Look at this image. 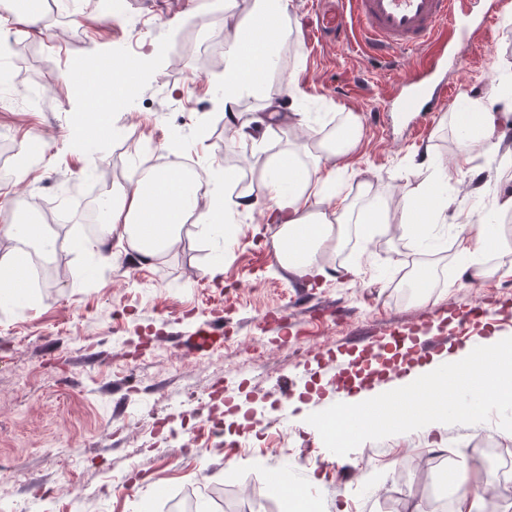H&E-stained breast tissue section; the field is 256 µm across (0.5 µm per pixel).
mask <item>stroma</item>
I'll return each instance as SVG.
<instances>
[{"instance_id": "1", "label": "stroma", "mask_w": 512, "mask_h": 512, "mask_svg": "<svg viewBox=\"0 0 512 512\" xmlns=\"http://www.w3.org/2000/svg\"><path fill=\"white\" fill-rule=\"evenodd\" d=\"M201 2L53 0L44 28H0L15 46L0 52L13 70L0 82V155L25 143L40 158L0 178V225L26 209L56 241L52 254L31 253L24 287L0 304V512H292L297 498L308 512H418L421 502L454 498L442 475L466 458L496 490V512H507L512 434L497 418L366 441L346 456L326 450L306 418L335 404L336 380L322 366L336 354L357 358L356 336L390 353L392 332L409 335L428 310L444 309L433 331L445 336L459 329L452 315L480 301L495 315L472 333L512 337V276L472 287L457 238L458 225L512 193V163L479 153L458 168L452 121L474 103L497 112L501 147L512 150V5L489 19L490 0H471L472 17L487 25L463 66L444 64L439 77L458 95L418 140L394 77L413 73L419 56L398 52L393 70L382 69L356 32L337 38L341 0H290L277 67L237 101L246 117L279 112L255 151L238 148L224 123L226 16L216 7L198 18ZM202 32L199 51L184 52V37ZM94 51L142 69L128 75L138 100L109 112L111 136L87 152L70 143L81 112L63 84ZM296 112L313 131L295 157L300 171L346 117L360 124L336 184L351 226L367 209L398 223L404 192L424 193L446 169L448 221L431 225L430 249L397 233L366 242L351 229L331 277L288 272L271 258L275 225L256 209L230 213L232 232L221 239L186 226L167 260L146 266L117 246L105 261L78 248L79 220L47 221L95 186L129 185L144 143L192 159L226 194L265 199L268 157L301 141ZM219 249L224 269L213 276ZM423 273L432 285L425 300L412 287ZM203 322L223 326L214 350L184 354V337ZM227 383L259 432L223 427L224 400L211 391Z\"/></svg>"}]
</instances>
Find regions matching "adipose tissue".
I'll return each mask as SVG.
<instances>
[{
	"label": "adipose tissue",
	"instance_id": "adipose-tissue-1",
	"mask_svg": "<svg viewBox=\"0 0 512 512\" xmlns=\"http://www.w3.org/2000/svg\"><path fill=\"white\" fill-rule=\"evenodd\" d=\"M288 0H252L253 25L248 31L234 30L226 42L224 83L225 119L238 140L249 142L255 135L250 121L242 119L235 105L239 93L257 85L263 71L273 63L275 32L264 31L269 22H279L286 14ZM459 135L458 162L469 163L475 150L492 155L500 150L494 136L497 115L481 105L453 115ZM359 128L355 118L341 125L334 143H322L319 160L311 169L295 173L293 155L283 152L269 159L265 167L268 182L267 219L280 220L273 247L279 265L288 271L307 269L326 275L325 255L338 252L345 242L344 200H337L334 217L314 212L310 201L323 197L327 187L335 185L341 168L340 158L356 145ZM408 224L401 230L406 237L422 236L425 223L446 222L448 205L439 184H432L426 197H407ZM254 202L243 195H226L216 186H208L207 178L194 174L192 184L175 183L170 175L156 171L143 181H135L121 192L120 199L108 206L109 220L91 249L117 241L137 261L153 265L164 262L179 244L187 221H195L201 235L222 234L224 215L239 209L253 210ZM461 251L469 257H480L504 249L506 240L491 224H462L457 230ZM53 249L50 230L44 225L13 221L0 226V301L7 302L16 290L11 281L27 267L31 251L44 254ZM470 466L461 463L449 470L446 479L456 493L455 512H483L485 487L470 484Z\"/></svg>",
	"mask_w": 512,
	"mask_h": 512
}]
</instances>
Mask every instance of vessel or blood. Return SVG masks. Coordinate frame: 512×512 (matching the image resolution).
Wrapping results in <instances>:
<instances>
[{"label":"vessel or blood","instance_id":"obj_1","mask_svg":"<svg viewBox=\"0 0 512 512\" xmlns=\"http://www.w3.org/2000/svg\"><path fill=\"white\" fill-rule=\"evenodd\" d=\"M351 12L340 16L336 28L347 32L354 27L367 55L375 62H388L396 51L435 46L436 51L420 66L417 73L405 77L411 86V99L424 120H431L442 109L451 94L446 84H433L432 74L441 59L451 55L449 36L466 41L471 37L470 15L462 0H349ZM422 340L413 348L417 356L446 361L449 346L472 347V340L458 337L439 338L428 333L427 318L414 325Z\"/></svg>","mask_w":512,"mask_h":512}]
</instances>
